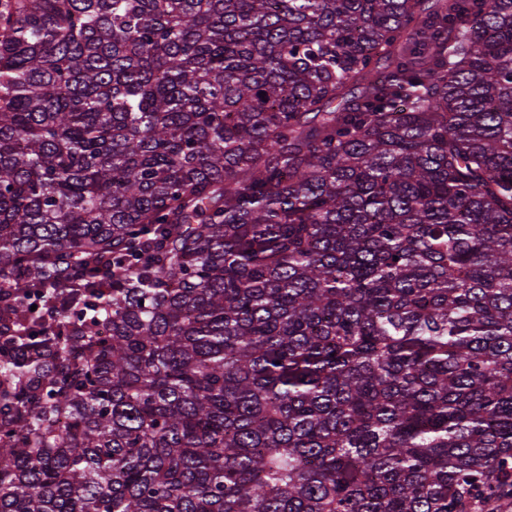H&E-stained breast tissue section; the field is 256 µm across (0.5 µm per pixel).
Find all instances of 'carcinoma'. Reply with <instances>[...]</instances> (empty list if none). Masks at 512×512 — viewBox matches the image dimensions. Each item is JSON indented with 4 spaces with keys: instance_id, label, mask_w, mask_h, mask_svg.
Returning a JSON list of instances; mask_svg holds the SVG:
<instances>
[{
    "instance_id": "cac0c4a2",
    "label": "carcinoma",
    "mask_w": 512,
    "mask_h": 512,
    "mask_svg": "<svg viewBox=\"0 0 512 512\" xmlns=\"http://www.w3.org/2000/svg\"><path fill=\"white\" fill-rule=\"evenodd\" d=\"M0 311V512L512 503V0H0Z\"/></svg>"
}]
</instances>
